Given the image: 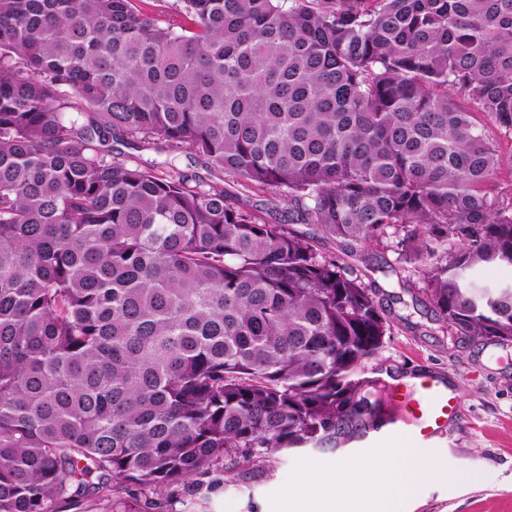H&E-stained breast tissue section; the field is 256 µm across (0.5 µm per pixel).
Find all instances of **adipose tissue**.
Here are the masks:
<instances>
[{
    "instance_id": "obj_1",
    "label": "adipose tissue",
    "mask_w": 512,
    "mask_h": 512,
    "mask_svg": "<svg viewBox=\"0 0 512 512\" xmlns=\"http://www.w3.org/2000/svg\"><path fill=\"white\" fill-rule=\"evenodd\" d=\"M461 481L456 471L420 455L414 448H395L372 466L340 462L332 478L305 493L299 512H366L367 501H377L379 512H400L402 500L427 479Z\"/></svg>"
}]
</instances>
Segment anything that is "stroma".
<instances>
[{
	"mask_svg": "<svg viewBox=\"0 0 512 512\" xmlns=\"http://www.w3.org/2000/svg\"><path fill=\"white\" fill-rule=\"evenodd\" d=\"M271 224H285L316 238L321 251L347 256L339 241L323 240L314 225L298 223L286 202L270 192L246 191L225 180ZM369 262H355L364 281L375 288L390 328L372 362L380 384L375 398L386 400L393 385L428 373L454 384L457 396L451 429L424 444L425 452L467 474L469 482L424 484L402 512H512V343L501 344L456 334L437 321L418 297L421 282L392 249L373 248ZM408 434L381 438L373 447L348 442L338 448H296L241 470L232 481L222 471L197 476L174 488L168 512H293V498L335 469L337 462L365 465L390 449L413 447Z\"/></svg>",
	"mask_w": 512,
	"mask_h": 512,
	"instance_id": "stroma-1",
	"label": "stroma"
}]
</instances>
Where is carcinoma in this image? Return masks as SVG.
Listing matches in <instances>:
<instances>
[{
  "label": "carcinoma",
  "mask_w": 512,
  "mask_h": 512,
  "mask_svg": "<svg viewBox=\"0 0 512 512\" xmlns=\"http://www.w3.org/2000/svg\"><path fill=\"white\" fill-rule=\"evenodd\" d=\"M0 0V512L169 491L374 427L356 270L224 189L387 246L512 341V0ZM179 150L215 180L129 164ZM179 0H134L135 7L142 13L158 20L159 24L166 26L180 25L188 27L190 19L179 10Z\"/></svg>",
  "instance_id": "obj_1"
}]
</instances>
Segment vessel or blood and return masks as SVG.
<instances>
[{
    "label": "vessel or blood",
    "mask_w": 512,
    "mask_h": 512,
    "mask_svg": "<svg viewBox=\"0 0 512 512\" xmlns=\"http://www.w3.org/2000/svg\"><path fill=\"white\" fill-rule=\"evenodd\" d=\"M455 392L453 386L443 379L427 376L419 381L414 397L393 403L394 412L389 419L387 435L398 432L401 414H409L413 420L414 437L426 441L443 429L455 413Z\"/></svg>",
    "instance_id": "obj_1"
}]
</instances>
